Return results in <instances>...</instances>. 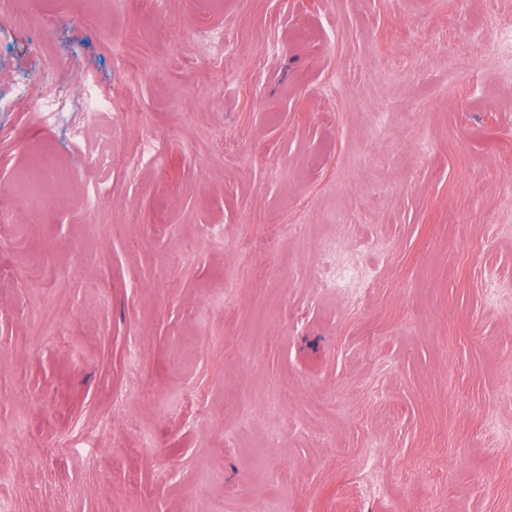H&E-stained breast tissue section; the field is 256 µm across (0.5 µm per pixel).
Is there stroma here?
I'll return each instance as SVG.
<instances>
[{
  "label": "stroma",
  "instance_id": "stroma-1",
  "mask_svg": "<svg viewBox=\"0 0 512 512\" xmlns=\"http://www.w3.org/2000/svg\"><path fill=\"white\" fill-rule=\"evenodd\" d=\"M49 63L112 109L0 112L8 512H512V0H16Z\"/></svg>",
  "mask_w": 512,
  "mask_h": 512
}]
</instances>
